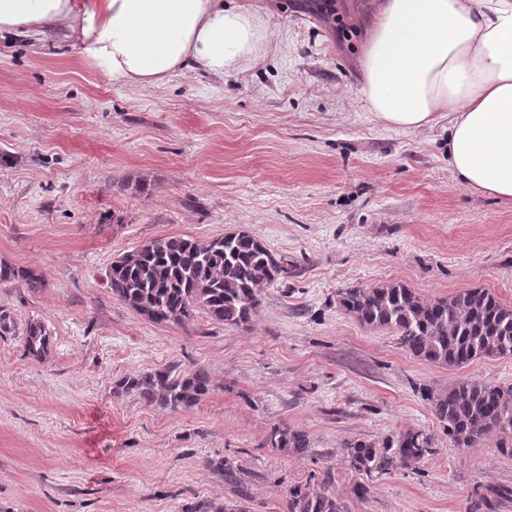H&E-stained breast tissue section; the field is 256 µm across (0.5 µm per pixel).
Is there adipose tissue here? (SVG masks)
I'll return each mask as SVG.
<instances>
[{
	"mask_svg": "<svg viewBox=\"0 0 512 512\" xmlns=\"http://www.w3.org/2000/svg\"><path fill=\"white\" fill-rule=\"evenodd\" d=\"M58 30L137 87L186 68L258 62L275 32L224 0H0V35ZM361 93L380 123L418 130L448 115V164L470 191L512 199V0H379Z\"/></svg>",
	"mask_w": 512,
	"mask_h": 512,
	"instance_id": "adipose-tissue-1",
	"label": "adipose tissue"
}]
</instances>
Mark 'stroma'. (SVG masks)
Wrapping results in <instances>:
<instances>
[{"mask_svg":"<svg viewBox=\"0 0 512 512\" xmlns=\"http://www.w3.org/2000/svg\"><path fill=\"white\" fill-rule=\"evenodd\" d=\"M251 2L277 37L221 77L128 87L60 32L0 39V264L16 271L0 281V512H288L295 483L328 485L348 512H512V457L492 436L456 448L419 394L462 377L512 385V358L430 364L337 304L340 289L399 281L512 305V200L460 184L447 120L404 130L368 111L375 0ZM238 230L295 265L248 326L156 325L113 299L115 257ZM36 321L50 335L39 360L24 349ZM171 364L210 374L197 405L120 387ZM278 426L305 431L307 451L267 447ZM415 428L435 433V454L366 477L356 497L344 442Z\"/></svg>","mask_w":512,"mask_h":512,"instance_id":"1","label":"stroma"}]
</instances>
